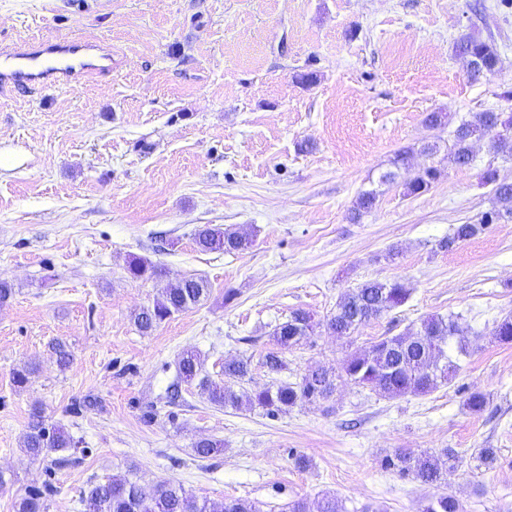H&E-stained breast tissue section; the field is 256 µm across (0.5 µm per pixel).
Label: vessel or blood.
<instances>
[{"label":"vessel or blood","mask_w":512,"mask_h":512,"mask_svg":"<svg viewBox=\"0 0 512 512\" xmlns=\"http://www.w3.org/2000/svg\"><path fill=\"white\" fill-rule=\"evenodd\" d=\"M111 72V51L90 40H39L0 49V94L44 87L71 89Z\"/></svg>","instance_id":"vessel-or-blood-1"}]
</instances>
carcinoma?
<instances>
[{
	"instance_id": "cac0c4a2",
	"label": "carcinoma",
	"mask_w": 512,
	"mask_h": 512,
	"mask_svg": "<svg viewBox=\"0 0 512 512\" xmlns=\"http://www.w3.org/2000/svg\"><path fill=\"white\" fill-rule=\"evenodd\" d=\"M457 49L477 59V70L469 75L478 81L494 75L502 69V60L494 44L461 38ZM512 124V112L488 110L476 112L469 120L461 121L453 131L452 144L448 146V158L460 168H467L473 161L472 142L486 138L496 152L512 151V136L504 137L497 127ZM441 175L440 169L428 166L405 183L404 195L416 196L428 191ZM480 181L492 186L495 206L481 214L475 223L458 224L452 234L440 243V248L451 249L456 243L470 239L493 224L512 219V184L497 181V173L488 168L480 174ZM380 192L371 189L359 194L351 211V220L375 207ZM194 241L203 252H243L252 245V239L236 230L213 224H203L195 229ZM127 273L133 280L159 279L162 267L142 258L130 262ZM210 288L204 280L186 279L167 284L152 305L134 313L133 321L144 334L153 331L173 314L186 310L208 296ZM412 288L400 280H368L339 297L336 310L326 320L327 328L336 336L351 338L372 319L404 306L411 298ZM320 322L314 315L302 310L293 312L287 321L273 331L275 344L281 350L299 345L314 333ZM498 343H512V312L498 320L491 332ZM456 340L458 353L467 349V340L459 336L458 323L453 316L431 315L421 321L415 331L383 336L370 345L349 352L338 371L323 366L302 376L298 382L277 380L254 393L238 392L233 383L241 382L249 374L250 361L244 358L224 362V380L215 381L201 375L200 354L185 349L178 355L177 378L186 383H197L201 394L216 406L224 408L259 407L269 415L286 412L327 399L336 392L338 382L349 380L384 398L406 395H427L443 383H451L458 372L453 360L450 341ZM76 442L61 428L46 427L42 409L34 407L28 431L23 438L24 452L35 461H50L55 465L66 457H55L59 452L75 448ZM223 451V442L203 439L196 443V452L208 458ZM384 468L409 477L425 485L449 486V480L459 465V453L453 448L423 451L418 454L398 448L382 460ZM54 489L47 485L44 490H33L20 499L17 512H46V498ZM86 512H261L253 502L234 498L222 504L199 500L182 486L162 481L147 490L138 481L126 475H114L94 483L83 494ZM289 512H341L336 496L325 494L317 502L316 510H310L304 501L289 506ZM420 512H463L459 499L452 493H442L426 499Z\"/></svg>"
}]
</instances>
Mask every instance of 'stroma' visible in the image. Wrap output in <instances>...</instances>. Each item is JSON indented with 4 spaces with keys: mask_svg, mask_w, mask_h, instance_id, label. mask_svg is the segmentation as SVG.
<instances>
[{
    "mask_svg": "<svg viewBox=\"0 0 512 512\" xmlns=\"http://www.w3.org/2000/svg\"><path fill=\"white\" fill-rule=\"evenodd\" d=\"M494 43L496 75L472 81L454 46ZM88 36L112 48L111 76L74 91L0 96V512L32 486L57 492L47 512H83L89 482L132 474L145 488L180 484L198 498L286 512L336 495L345 512H419L433 486L385 470L393 449H456L450 488L464 512H512V343L494 342L512 312V221L452 249L438 243L493 205L485 168L512 182V155L487 140L457 168L454 119L510 111L512 0H0V45ZM314 73L315 83L297 82ZM440 150L421 153L427 142ZM411 149L400 182L380 185ZM440 178L418 196L402 180L425 166ZM379 202L358 223V195ZM218 224L250 235L243 253L199 251L193 231ZM162 266L134 280L133 258ZM208 281L211 293L149 334L132 315L166 282ZM408 283L409 302L351 340L323 321L367 280ZM314 334L283 351L285 380L339 367L350 346L457 315L469 353L456 378L425 396L383 398L348 381L314 405L276 417L211 405L196 385L167 401L179 353L197 350L220 379L247 357L243 390L270 384L271 334L295 310ZM72 353L60 366L52 350ZM35 369L26 386L14 372ZM490 399L470 412L465 390ZM96 406L76 411L85 397ZM70 433L78 451L52 468L22 449L31 412ZM223 441L210 458L197 441ZM496 460L477 467L479 449Z\"/></svg>",
    "mask_w": 512,
    "mask_h": 512,
    "instance_id": "obj_1",
    "label": "stroma"
}]
</instances>
